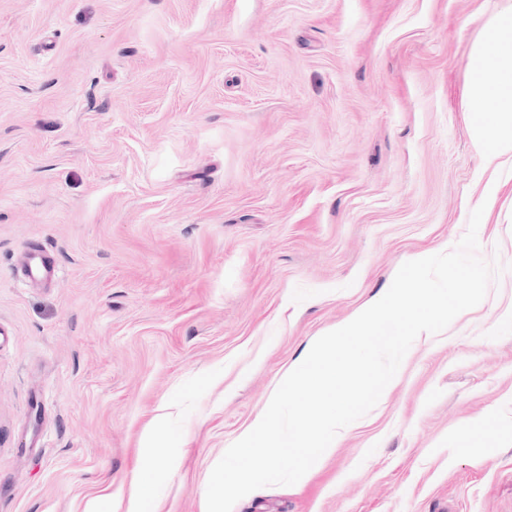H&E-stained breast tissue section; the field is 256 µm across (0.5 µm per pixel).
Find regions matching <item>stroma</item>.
I'll list each match as a JSON object with an SVG mask.
<instances>
[{"mask_svg":"<svg viewBox=\"0 0 512 512\" xmlns=\"http://www.w3.org/2000/svg\"><path fill=\"white\" fill-rule=\"evenodd\" d=\"M510 6L0 0V512L127 498L159 417L150 496L206 512L289 365L451 250L491 178L484 300L232 512H512V166L472 142L466 70ZM33 248L58 274L25 285Z\"/></svg>","mask_w":512,"mask_h":512,"instance_id":"stroma-1","label":"stroma"}]
</instances>
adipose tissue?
<instances>
[{
    "instance_id": "adipose-tissue-1",
    "label": "adipose tissue",
    "mask_w": 512,
    "mask_h": 512,
    "mask_svg": "<svg viewBox=\"0 0 512 512\" xmlns=\"http://www.w3.org/2000/svg\"><path fill=\"white\" fill-rule=\"evenodd\" d=\"M466 69L469 104L484 112L471 127L473 141L489 157L512 155V12L485 25Z\"/></svg>"
}]
</instances>
